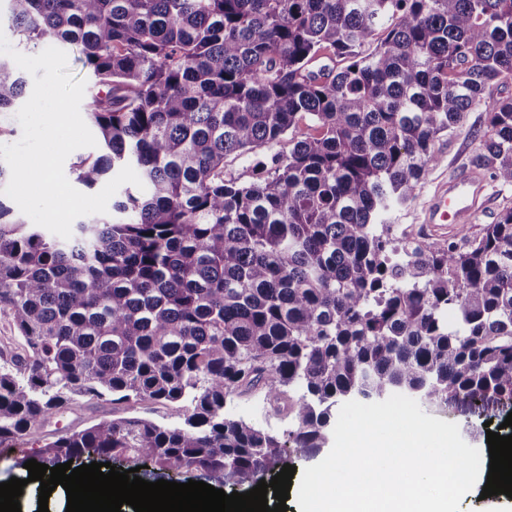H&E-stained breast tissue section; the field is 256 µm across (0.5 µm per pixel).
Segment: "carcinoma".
Instances as JSON below:
<instances>
[{
  "instance_id": "cac0c4a2",
  "label": "carcinoma",
  "mask_w": 512,
  "mask_h": 512,
  "mask_svg": "<svg viewBox=\"0 0 512 512\" xmlns=\"http://www.w3.org/2000/svg\"><path fill=\"white\" fill-rule=\"evenodd\" d=\"M19 44L77 54L112 212L70 239L0 198V445L256 484L327 447L346 401L398 393L474 420L512 412V205L478 232L395 233L436 142L483 108L471 164L512 184V0H7ZM0 59V112L25 95ZM303 121L314 133L298 136ZM288 141V152L278 149ZM270 152L250 183L224 160ZM264 392L279 433L226 413ZM151 403L45 431L76 398ZM14 336H17V332L13 327L11 318L0 311V364H3L6 359L9 360L14 352H19Z\"/></svg>"
}]
</instances>
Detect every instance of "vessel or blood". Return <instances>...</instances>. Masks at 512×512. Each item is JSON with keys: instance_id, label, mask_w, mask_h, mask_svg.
<instances>
[{"instance_id": "obj_1", "label": "vessel or blood", "mask_w": 512, "mask_h": 512, "mask_svg": "<svg viewBox=\"0 0 512 512\" xmlns=\"http://www.w3.org/2000/svg\"><path fill=\"white\" fill-rule=\"evenodd\" d=\"M484 190L485 181L474 170L461 172L439 183L423 205L421 224L434 238L448 239L467 225Z\"/></svg>"}]
</instances>
